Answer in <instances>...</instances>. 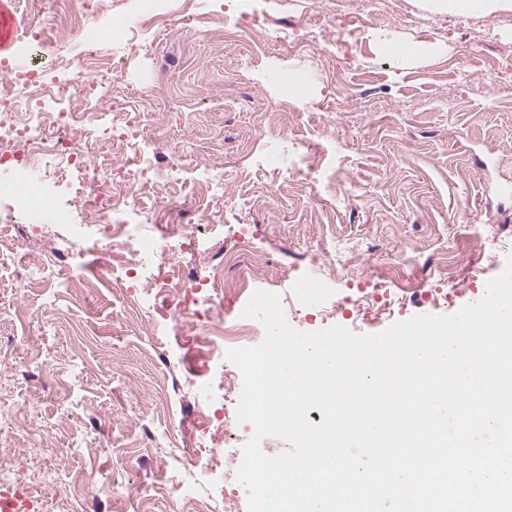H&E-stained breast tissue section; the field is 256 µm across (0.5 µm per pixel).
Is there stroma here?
<instances>
[{
	"instance_id": "1",
	"label": "stroma",
	"mask_w": 512,
	"mask_h": 512,
	"mask_svg": "<svg viewBox=\"0 0 512 512\" xmlns=\"http://www.w3.org/2000/svg\"><path fill=\"white\" fill-rule=\"evenodd\" d=\"M254 36H229L242 0H166L172 28L103 40L125 68L104 112L134 111L141 147L169 202L223 247L243 225L266 264L256 287L295 297L301 331L342 325L376 334L423 311L387 276L394 249L415 258L409 280L439 288L433 312L481 299L512 256V12L443 15L423 0H251ZM352 29L348 42L339 29ZM418 47L405 59L404 47ZM305 79L304 95L288 88ZM303 173L260 165L270 129ZM224 168V195L199 180ZM0 193V449L4 474L41 498V512H225L221 476L200 497L169 495L175 472L243 451L200 446L206 401H223L215 375L226 354L202 355L174 288L151 308L121 286L120 265L64 285L74 226L42 239L17 233ZM326 289L310 295L314 280ZM396 297L395 316H355L359 289ZM88 474L93 494L74 497Z\"/></svg>"
}]
</instances>
